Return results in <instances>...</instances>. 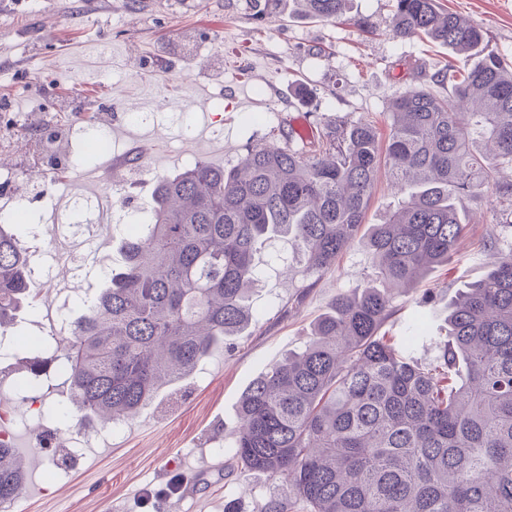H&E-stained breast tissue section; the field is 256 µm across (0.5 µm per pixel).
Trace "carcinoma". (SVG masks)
Segmentation results:
<instances>
[{"label":"carcinoma","mask_w":512,"mask_h":512,"mask_svg":"<svg viewBox=\"0 0 512 512\" xmlns=\"http://www.w3.org/2000/svg\"><path fill=\"white\" fill-rule=\"evenodd\" d=\"M335 22L346 0H303ZM392 34L424 36L453 61L393 101L386 148L367 122L326 126L318 148L254 146L229 168L197 162L156 180L143 233L125 267L70 323L61 350L67 409L86 428L135 417L165 383L191 375L254 314L262 276L255 254L284 239L306 273L321 276L354 246L381 165L407 194L364 241L369 270L285 356L243 392L234 432L241 469L285 483L264 512H512V244L448 307L433 363L410 357L432 340L426 322L397 342L381 334L390 287H411L448 263L464 231L461 210L485 182L512 198V62L487 29L440 0H395ZM30 263L14 225L0 222V333L27 304ZM26 467L0 439V504Z\"/></svg>","instance_id":"carcinoma-1"}]
</instances>
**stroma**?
I'll return each instance as SVG.
<instances>
[{
  "label": "stroma",
  "mask_w": 512,
  "mask_h": 512,
  "mask_svg": "<svg viewBox=\"0 0 512 512\" xmlns=\"http://www.w3.org/2000/svg\"><path fill=\"white\" fill-rule=\"evenodd\" d=\"M450 11L483 24L491 48L512 60V0H442ZM390 0H349L343 20L307 17L301 0H0V99L30 126L53 112H78L106 127L118 152L109 178L121 199L112 222L89 239L54 228L68 198L51 181V213L25 184L13 189L18 228L44 219L49 237L65 251L89 257L90 268L61 283L73 298L96 293L102 272L124 267L120 243L130 234L127 213L151 209L158 176L202 161L237 164L247 146L280 142L288 119L305 123L365 120L386 130L393 99L427 87L449 51L391 32ZM160 93L150 122H132L145 91ZM512 202L485 185L468 204L465 235L447 265L434 268L416 289H394L395 313L385 326L400 337L418 315L445 336L448 304L481 279L496 259L487 239ZM275 241L257 255L262 279L250 295L258 320L230 347L205 360L195 374L165 386L118 436L94 442L80 456L65 448L32 447L22 401L6 413L16 453H28L19 495L0 512H264L282 482L244 473L213 455L231 445L241 393L273 363L302 351L310 332L338 293L354 288L368 267L363 244L339 254L316 281L285 276ZM60 473L45 476L47 457Z\"/></svg>",
  "instance_id": "1"
}]
</instances>
